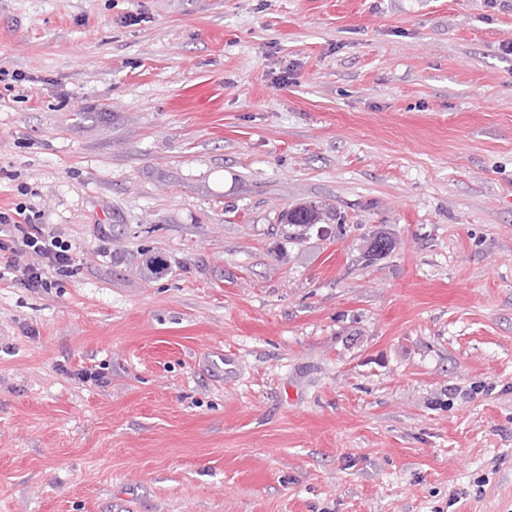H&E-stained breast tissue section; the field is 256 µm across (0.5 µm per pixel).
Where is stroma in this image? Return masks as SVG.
<instances>
[{"label":"stroma","mask_w":512,"mask_h":512,"mask_svg":"<svg viewBox=\"0 0 512 512\" xmlns=\"http://www.w3.org/2000/svg\"><path fill=\"white\" fill-rule=\"evenodd\" d=\"M511 44L512 0H0V209L77 265L0 280V512H512ZM324 218L322 209L314 204L295 207L285 214V223L298 227H309L319 224Z\"/></svg>","instance_id":"35a3bbf8"}]
</instances>
